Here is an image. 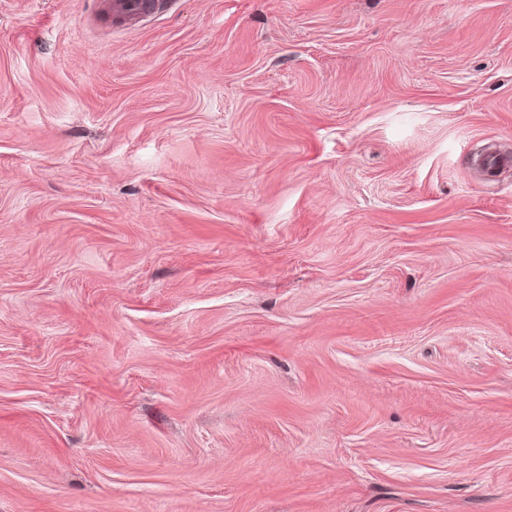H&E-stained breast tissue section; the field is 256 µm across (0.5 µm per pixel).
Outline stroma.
<instances>
[{
	"label": "stroma",
	"instance_id": "35a3bbf8",
	"mask_svg": "<svg viewBox=\"0 0 512 512\" xmlns=\"http://www.w3.org/2000/svg\"><path fill=\"white\" fill-rule=\"evenodd\" d=\"M0 0V512H512V0ZM148 0H114L102 2V5L107 6L112 10L113 15L120 16L128 21H135L145 18L148 14L154 13L160 9L162 3L155 0V6L149 7Z\"/></svg>",
	"mask_w": 512,
	"mask_h": 512
}]
</instances>
